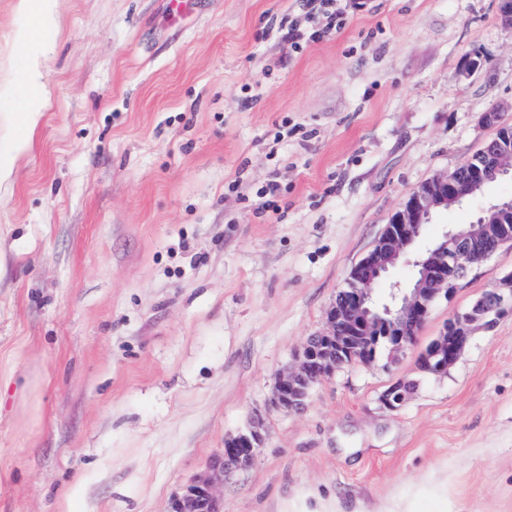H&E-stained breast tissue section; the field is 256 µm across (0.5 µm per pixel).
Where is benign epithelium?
<instances>
[{"instance_id":"benign-epithelium-1","label":"benign epithelium","mask_w":512,"mask_h":512,"mask_svg":"<svg viewBox=\"0 0 512 512\" xmlns=\"http://www.w3.org/2000/svg\"><path fill=\"white\" fill-rule=\"evenodd\" d=\"M483 120L497 127L499 138L478 162V175L462 180L453 171L438 174L407 194L373 248L352 268L347 289L326 311L324 329L308 337L295 367L278 374L274 402L279 409L300 411L317 384L344 365L374 360L381 343L389 349L390 362H396L399 354L416 344L433 304L442 297L449 298L473 264L488 260L501 246L512 242V231L501 223L505 213H512L510 198L490 205L469 228L447 230L418 251L411 261L413 277L404 284L394 283L388 301L378 302L373 297L374 288L420 241L424 226L435 214L512 175V127L499 124L495 111L485 113ZM511 313L510 273L470 306L453 313L420 354V371L427 375L446 373L466 348L474 327L491 329ZM410 390L406 384L396 383L384 392L382 402L396 409ZM264 440L259 420L225 439L224 448L207 471L173 499L171 512H224L217 486L224 483L225 474L250 467Z\"/></svg>"}]
</instances>
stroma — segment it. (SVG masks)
<instances>
[{"label":"stroma","instance_id":"stroma-1","mask_svg":"<svg viewBox=\"0 0 512 512\" xmlns=\"http://www.w3.org/2000/svg\"><path fill=\"white\" fill-rule=\"evenodd\" d=\"M17 2L0 0V512H170L256 416L265 445L225 476L224 512H512V315L447 373L418 368L512 273V243L398 363L272 405L406 195L495 136L484 113L512 125L498 0H341L344 25L306 23L296 49L277 27L300 0H56L31 43ZM31 55L46 92L16 154ZM510 197L499 180L425 237Z\"/></svg>","mask_w":512,"mask_h":512}]
</instances>
